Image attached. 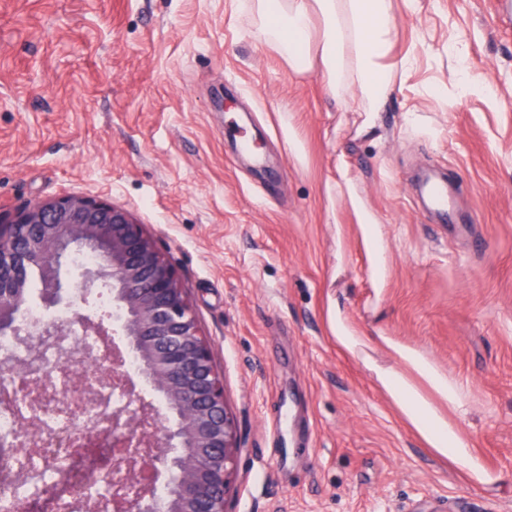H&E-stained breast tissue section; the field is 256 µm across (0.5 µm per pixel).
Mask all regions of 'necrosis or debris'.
I'll return each instance as SVG.
<instances>
[{"mask_svg": "<svg viewBox=\"0 0 512 512\" xmlns=\"http://www.w3.org/2000/svg\"><path fill=\"white\" fill-rule=\"evenodd\" d=\"M22 335L0 336V360H23V367L0 379V437H8V451H0V512H13L23 498L28 473H36L42 489L67 481L69 493L78 485L92 486L84 501L90 512H112L113 461L111 448L94 447L95 436L112 427V409L125 397L105 388L103 400L80 408H66L77 396L78 373L94 376L111 367L100 336L77 318L70 305L46 309L29 304L21 321ZM63 324L67 334L50 336L52 326ZM93 448L94 465L79 482L67 477Z\"/></svg>", "mask_w": 512, "mask_h": 512, "instance_id": "4bbe7bcc", "label": "necrosis or debris"}]
</instances>
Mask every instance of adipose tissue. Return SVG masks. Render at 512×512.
Here are the masks:
<instances>
[{
    "label": "adipose tissue",
    "mask_w": 512,
    "mask_h": 512,
    "mask_svg": "<svg viewBox=\"0 0 512 512\" xmlns=\"http://www.w3.org/2000/svg\"><path fill=\"white\" fill-rule=\"evenodd\" d=\"M253 8L259 36L271 41L296 73H317L330 91L349 95L348 110L364 113L365 125L374 126L393 78V0H253ZM326 190L353 209L368 266L377 283L385 284L388 262L377 221L364 209L347 176L327 183ZM325 318L337 347L361 359L420 439L472 483H486L488 474L457 423L469 412L463 384L389 336H377L375 343L394 363L378 364L364 354L362 336L339 303L328 304ZM440 400L455 413V420L439 411Z\"/></svg>",
    "instance_id": "adipose-tissue-1"
}]
</instances>
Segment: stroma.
<instances>
[{
    "label": "stroma",
    "mask_w": 512,
    "mask_h": 512,
    "mask_svg": "<svg viewBox=\"0 0 512 512\" xmlns=\"http://www.w3.org/2000/svg\"><path fill=\"white\" fill-rule=\"evenodd\" d=\"M394 81L362 129L256 36L251 0H0V212L62 195L132 211L177 270L237 423L228 512H512V15L395 0ZM467 75L495 97L462 92ZM472 230L436 223L421 171ZM347 171L378 220L375 287ZM462 381L489 480L437 456L324 319ZM326 190L329 196L336 194V200L347 201L353 209L358 221L364 256L378 286L383 287L388 276V262L379 224L362 206L346 174H341L336 182H327Z\"/></svg>",
    "instance_id": "stroma-1"
}]
</instances>
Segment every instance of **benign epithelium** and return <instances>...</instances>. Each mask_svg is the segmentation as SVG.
Instances as JSON below:
<instances>
[{
	"instance_id": "benign-epithelium-1",
	"label": "benign epithelium",
	"mask_w": 512,
	"mask_h": 512,
	"mask_svg": "<svg viewBox=\"0 0 512 512\" xmlns=\"http://www.w3.org/2000/svg\"><path fill=\"white\" fill-rule=\"evenodd\" d=\"M88 252L97 263L81 268L76 287L87 307L98 289H110L116 323L108 330L86 310L78 317L94 334L122 341L112 344V377L128 405L112 409L113 464L144 474L136 494L113 495V512H170L173 487L182 512H228L236 420L174 266L130 211L65 195L0 217V328L19 331L17 307L3 298L25 299L35 278L45 300L62 303L63 265ZM130 353L139 360L133 375L118 369ZM136 377L174 420L137 392ZM162 475L167 496L160 501L155 488Z\"/></svg>"
}]
</instances>
